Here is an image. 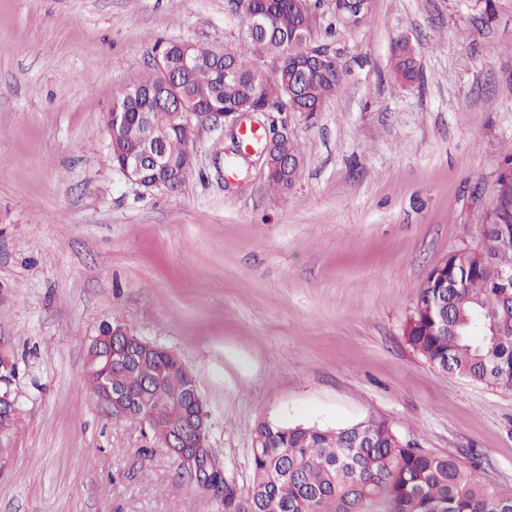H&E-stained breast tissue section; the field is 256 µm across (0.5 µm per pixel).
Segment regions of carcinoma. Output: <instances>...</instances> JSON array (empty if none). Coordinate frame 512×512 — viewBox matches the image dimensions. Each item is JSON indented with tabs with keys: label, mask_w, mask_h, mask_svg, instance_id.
I'll return each mask as SVG.
<instances>
[{
	"label": "carcinoma",
	"mask_w": 512,
	"mask_h": 512,
	"mask_svg": "<svg viewBox=\"0 0 512 512\" xmlns=\"http://www.w3.org/2000/svg\"><path fill=\"white\" fill-rule=\"evenodd\" d=\"M317 4L305 0L304 11L293 0H251L242 16L239 46L217 51L193 46L190 68L184 67V43H155L156 57L179 76L178 92L186 109L231 110L263 108L287 97L288 78L313 49L307 16ZM269 18L267 34L252 33L253 17ZM284 58L288 68L267 77L262 58ZM236 65L237 76L225 82L223 64ZM330 73L297 86L292 111L322 110L327 99L344 86L339 58L328 62ZM392 72L411 85L420 82L416 53L401 38L394 48ZM165 75L152 73L129 86L112 106L114 112L155 111L154 92ZM194 139L174 130L165 139L168 158L177 163L193 154ZM142 128L129 121L119 129L112 164L120 156L142 149ZM299 170L288 176L272 174L274 190L291 188ZM512 152L499 176L495 204L482 224L479 243L448 254V278L461 288H422L413 315L405 326L407 342L434 368L471 381L512 391V249L502 239L512 237ZM190 375L174 354L145 357L115 373V382L132 390H147L155 400L153 428L165 431L181 419L168 405ZM253 481L247 497H239L224 471L212 465V487L222 494L224 512H512V491H491L479 480L478 465L465 466L453 456L437 455L403 440L384 420L346 427L319 428L262 422L256 428L251 455Z\"/></svg>",
	"instance_id": "obj_1"
}]
</instances>
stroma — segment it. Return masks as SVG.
<instances>
[{"label": "stroma", "instance_id": "stroma-1", "mask_svg": "<svg viewBox=\"0 0 512 512\" xmlns=\"http://www.w3.org/2000/svg\"><path fill=\"white\" fill-rule=\"evenodd\" d=\"M311 42L345 85L322 112H267L302 152L287 193L206 122L175 191L112 165L103 117L155 42L237 44L232 0H0V355L17 427L0 435V512H224L134 418L86 383L122 323L196 378L209 449L246 496L260 422L378 419L432 453L482 458L512 489V392L445 373L404 335L428 272L475 246L512 152V0H370ZM418 51L419 85L391 73ZM393 52L392 72L395 78L407 84H419L421 73L417 66L415 50L409 41L400 38ZM87 381L96 403L108 414L115 418L134 417L126 407L124 400L119 395L108 393L96 394L101 386L108 381L106 376L96 374L87 369Z\"/></svg>", "mask_w": 512, "mask_h": 512}]
</instances>
